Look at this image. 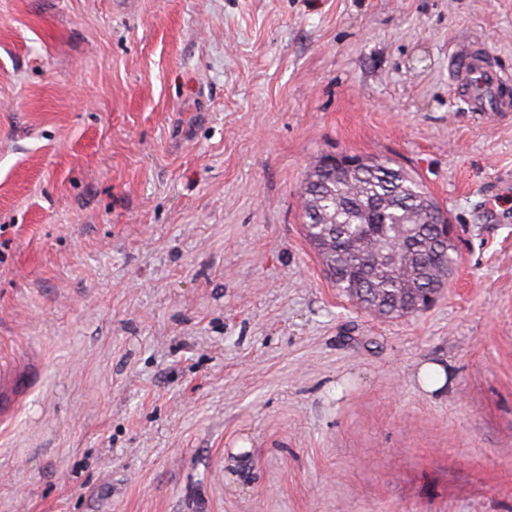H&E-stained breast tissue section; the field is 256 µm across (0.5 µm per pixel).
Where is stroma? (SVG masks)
<instances>
[{"label":"stroma","mask_w":512,"mask_h":512,"mask_svg":"<svg viewBox=\"0 0 512 512\" xmlns=\"http://www.w3.org/2000/svg\"><path fill=\"white\" fill-rule=\"evenodd\" d=\"M512 0H0V512H512ZM457 229L412 317L304 235L323 155ZM442 363L443 392L416 382ZM453 88L471 112H512V99L501 87L509 80L476 50L458 52L452 60ZM35 380L29 368L0 370V414L5 421Z\"/></svg>","instance_id":"35a3bbf8"}]
</instances>
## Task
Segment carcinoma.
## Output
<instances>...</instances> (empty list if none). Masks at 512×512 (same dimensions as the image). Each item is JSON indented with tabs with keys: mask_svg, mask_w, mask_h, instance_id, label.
<instances>
[{
	"mask_svg": "<svg viewBox=\"0 0 512 512\" xmlns=\"http://www.w3.org/2000/svg\"><path fill=\"white\" fill-rule=\"evenodd\" d=\"M305 237L339 290L360 281L370 299L362 309L379 318L412 316L413 287L424 295L443 286L455 263L441 247L438 204L415 176L387 157L366 168L339 169L319 160L306 174Z\"/></svg>",
	"mask_w": 512,
	"mask_h": 512,
	"instance_id": "cac0c4a2",
	"label": "carcinoma"
}]
</instances>
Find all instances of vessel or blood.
<instances>
[{
    "instance_id": "b4317fda",
    "label": "vessel or blood",
    "mask_w": 512,
    "mask_h": 512,
    "mask_svg": "<svg viewBox=\"0 0 512 512\" xmlns=\"http://www.w3.org/2000/svg\"><path fill=\"white\" fill-rule=\"evenodd\" d=\"M453 88L470 111L512 112V97L503 94L505 74L475 50L458 52L452 60ZM30 369L0 370V416L9 417L33 382Z\"/></svg>"
}]
</instances>
